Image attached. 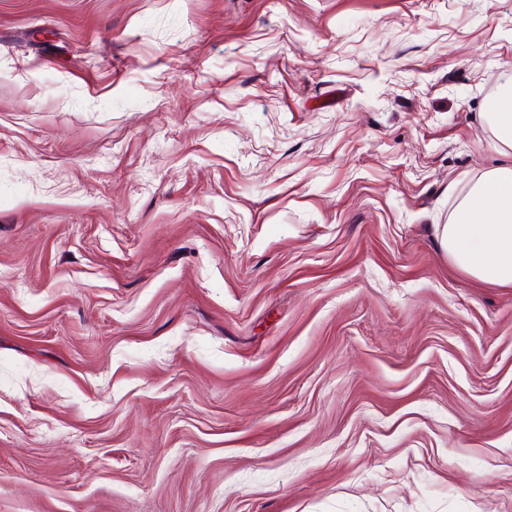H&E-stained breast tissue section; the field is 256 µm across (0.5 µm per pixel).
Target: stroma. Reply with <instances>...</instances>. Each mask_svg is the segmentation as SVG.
I'll return each mask as SVG.
<instances>
[{
	"instance_id": "1",
	"label": "stroma",
	"mask_w": 512,
	"mask_h": 512,
	"mask_svg": "<svg viewBox=\"0 0 512 512\" xmlns=\"http://www.w3.org/2000/svg\"><path fill=\"white\" fill-rule=\"evenodd\" d=\"M512 0H0V512H512ZM484 121L494 137V146L502 154L512 153V81L499 89L490 112H484ZM457 196L448 224L436 236L448 259L467 275L499 286H512V165L483 172Z\"/></svg>"
}]
</instances>
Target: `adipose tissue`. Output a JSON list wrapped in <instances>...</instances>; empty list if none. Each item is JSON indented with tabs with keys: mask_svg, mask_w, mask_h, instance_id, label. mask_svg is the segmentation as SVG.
Instances as JSON below:
<instances>
[{
	"mask_svg": "<svg viewBox=\"0 0 512 512\" xmlns=\"http://www.w3.org/2000/svg\"><path fill=\"white\" fill-rule=\"evenodd\" d=\"M484 121L495 148L512 153V81L499 89ZM458 202L436 236L449 260L467 275L499 286H512V165L483 172L466 190L449 182Z\"/></svg>",
	"mask_w": 512,
	"mask_h": 512,
	"instance_id": "1",
	"label": "adipose tissue"
}]
</instances>
